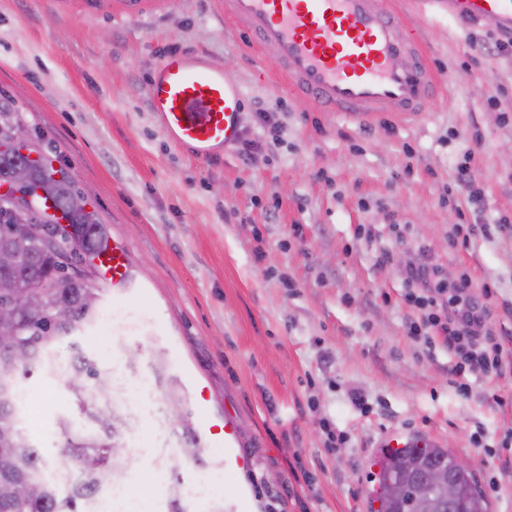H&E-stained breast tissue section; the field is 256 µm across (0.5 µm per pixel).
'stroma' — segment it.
<instances>
[{"instance_id": "35a3bbf8", "label": "stroma", "mask_w": 512, "mask_h": 512, "mask_svg": "<svg viewBox=\"0 0 512 512\" xmlns=\"http://www.w3.org/2000/svg\"><path fill=\"white\" fill-rule=\"evenodd\" d=\"M395 2L444 91L422 118L358 125L301 105L276 62L225 22L222 0H176L138 20L0 0V109L19 111L130 258L127 288L104 283L96 262L83 271L99 312L125 313L133 326L98 321L76 342L143 372L164 358L182 415L203 433L195 462L181 456L173 418L121 417L126 447L168 458L126 468L112 512H168L174 484L188 512H213L239 487L252 512H367L390 433L453 447L489 512H512V447L501 446L512 429V368L470 378L459 395L447 348L408 331L419 312L402 276L425 245L443 271L489 286L512 351V235H456L460 224L512 218V118L487 102L498 85L512 100V54L476 53L498 39L493 21L423 18L417 0ZM172 45L206 56L243 89L239 140L223 155L191 157L150 110L153 70ZM466 149L478 206L457 182ZM21 386L27 429L58 464L56 421L72 411L71 393L42 373ZM228 420L251 463L240 474L224 469ZM331 433L346 437L343 449L329 447Z\"/></svg>"}]
</instances>
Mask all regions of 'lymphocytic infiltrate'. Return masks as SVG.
Masks as SVG:
<instances>
[{
	"instance_id": "obj_1",
	"label": "lymphocytic infiltrate",
	"mask_w": 512,
	"mask_h": 512,
	"mask_svg": "<svg viewBox=\"0 0 512 512\" xmlns=\"http://www.w3.org/2000/svg\"><path fill=\"white\" fill-rule=\"evenodd\" d=\"M405 283L408 301L421 312L420 321L409 326L411 335L442 338L457 359V374L485 376L503 369L507 354L486 304L489 289H474L466 276L447 284L423 246L405 269Z\"/></svg>"
}]
</instances>
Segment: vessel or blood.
Here are the masks:
<instances>
[{"label":"vessel or blood","mask_w":512,"mask_h":512,"mask_svg":"<svg viewBox=\"0 0 512 512\" xmlns=\"http://www.w3.org/2000/svg\"><path fill=\"white\" fill-rule=\"evenodd\" d=\"M83 11L129 20L168 0H59ZM428 15L477 23L492 20L512 34V0H420ZM251 45L272 56L295 97L357 123L379 116H420L437 96L439 79L414 40L399 29L388 0H224ZM151 109L168 138L200 160L222 153L239 137L243 91L206 57L176 52L156 66ZM98 266L113 287L131 283L128 253L101 254ZM224 425V468L239 473L248 460Z\"/></svg>","instance_id":"1"}]
</instances>
